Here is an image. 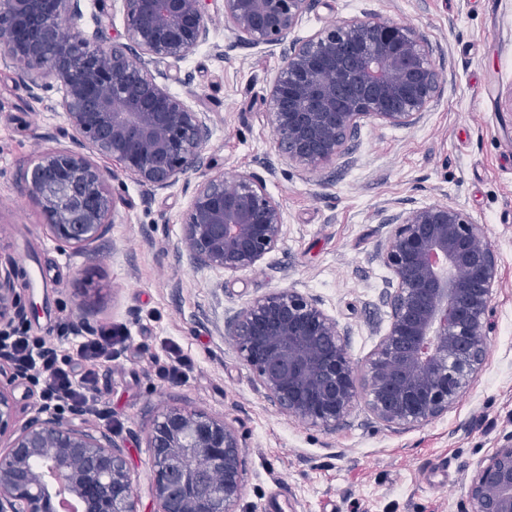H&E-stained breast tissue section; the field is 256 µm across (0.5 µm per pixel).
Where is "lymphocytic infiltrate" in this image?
Returning <instances> with one entry per match:
<instances>
[{"label":"lymphocytic infiltrate","instance_id":"1","mask_svg":"<svg viewBox=\"0 0 512 512\" xmlns=\"http://www.w3.org/2000/svg\"><path fill=\"white\" fill-rule=\"evenodd\" d=\"M74 354L44 337H32L25 330L0 336V357L6 358L17 373L41 384L43 407L54 413L92 414L111 424L112 413L102 407L95 367L111 361L127 346L124 334L104 328L91 336L75 335ZM79 363H72V356Z\"/></svg>","mask_w":512,"mask_h":512}]
</instances>
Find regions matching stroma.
<instances>
[{
	"instance_id": "obj_1",
	"label": "stroma",
	"mask_w": 512,
	"mask_h": 512,
	"mask_svg": "<svg viewBox=\"0 0 512 512\" xmlns=\"http://www.w3.org/2000/svg\"><path fill=\"white\" fill-rule=\"evenodd\" d=\"M365 15L416 26L433 49L442 92L411 127L366 123L332 169L299 170L274 151L266 98L282 65L279 48L225 51L217 16L209 43L181 65L192 80L172 84V92L196 96L214 120L206 156L225 178L258 174L283 206V242L258 269L236 276L193 266L171 250L189 201L179 184L148 199L118 175L112 223L94 245L95 260L57 243L37 201L14 187L41 153L73 148L75 133L56 83L31 93L20 64L0 63V260L15 268L18 319L32 336L64 323L130 336L119 360L96 367L112 428L89 415L71 421L109 432L122 447L138 512L157 509L149 432L173 406L238 429L245 462L239 512H266L278 489L290 512H467L475 465L512 434V107L505 103L512 0H318L293 36L303 40ZM433 201L455 203L485 224L497 252L500 283L478 376L447 413L416 429L378 422L361 399L333 431L280 414L225 337V317L274 289L313 295L347 329L350 355L365 370L388 326L379 302L388 275L376 257L387 232L379 213ZM169 340L195 360L179 383L155 375ZM0 382L15 400L16 425L39 418L38 388L2 360Z\"/></svg>"
}]
</instances>
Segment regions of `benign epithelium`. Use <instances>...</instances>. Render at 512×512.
I'll return each instance as SVG.
<instances>
[{"instance_id":"benign-epithelium-1","label":"benign epithelium","mask_w":512,"mask_h":512,"mask_svg":"<svg viewBox=\"0 0 512 512\" xmlns=\"http://www.w3.org/2000/svg\"><path fill=\"white\" fill-rule=\"evenodd\" d=\"M83 0H0V51L23 65L29 91L60 86V108L77 149L31 161L17 190L40 205L58 243L88 249L104 238L115 207L119 164L150 197L197 176L174 251L229 275L251 271L285 235L282 205L263 180L214 171L204 147L208 112L173 94L172 73L208 42L213 0H120L124 35L102 43L107 24L78 28ZM225 49L282 47L283 66L267 99L275 151L303 170L336 166L368 121L414 124L441 92L426 37L412 25L344 19L306 40H288L317 0H220ZM389 226L378 256L390 273L381 293L390 324L363 376L347 332L321 302L294 289L247 301L224 321V335L281 413L331 431L359 392L375 419L420 428L448 412L486 360L487 315L498 259L464 209L434 201L381 214ZM20 312L11 265H0V325ZM0 384V432L14 423ZM151 490L158 512H237L244 459L235 426L205 412L170 407L150 429ZM51 461L81 512H137L123 450L48 416L13 431L0 455V512H61L60 490L38 465ZM469 512H512V434L483 458L469 485Z\"/></svg>"}]
</instances>
